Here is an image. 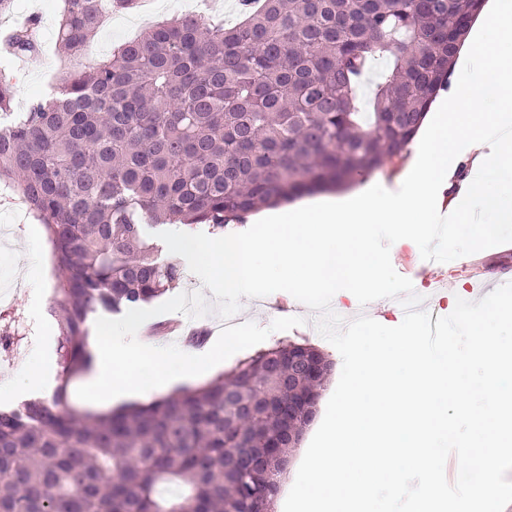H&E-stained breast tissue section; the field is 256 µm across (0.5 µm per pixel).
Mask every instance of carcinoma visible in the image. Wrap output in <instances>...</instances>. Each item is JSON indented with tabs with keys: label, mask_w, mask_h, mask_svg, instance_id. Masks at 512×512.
Instances as JSON below:
<instances>
[{
	"label": "carcinoma",
	"mask_w": 512,
	"mask_h": 512,
	"mask_svg": "<svg viewBox=\"0 0 512 512\" xmlns=\"http://www.w3.org/2000/svg\"><path fill=\"white\" fill-rule=\"evenodd\" d=\"M483 2L263 0L231 28L195 15L157 23L86 66L104 4L138 0H64L59 49L78 67L18 118L0 78V182L48 234L59 365L51 396L0 411V512H227L258 507V488L275 496L288 431L274 410L247 408L323 390L322 371L288 386V356H328L281 344L200 387L82 412L69 388L92 364L88 320L182 280L147 226L222 232L404 160ZM36 51L16 30L12 54ZM384 57L365 104L353 78Z\"/></svg>",
	"instance_id": "1"
}]
</instances>
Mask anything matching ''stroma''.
Listing matches in <instances>:
<instances>
[{
	"mask_svg": "<svg viewBox=\"0 0 512 512\" xmlns=\"http://www.w3.org/2000/svg\"><path fill=\"white\" fill-rule=\"evenodd\" d=\"M63 0H17L16 12L0 18V37L13 27L27 20H35V38L38 53L10 58L0 55V73L8 76L14 86L12 109L26 111L31 96L43 91L48 85L70 72L74 62L58 49V21ZM144 30L136 11H116L107 16L99 30L86 64L111 55L115 47L135 38ZM15 225L13 239L0 245V288L11 287L12 293L6 304H0V316L18 315L16 323L0 327V341L7 343L11 358H0V410H8L33 396L47 397L51 388L38 386L30 379L31 373L56 375L58 366L55 352V321L48 313L54 296L57 272L47 232L31 215H24L0 203V225ZM391 262L397 272L412 270L416 275L415 287H425L437 277L448 280L446 291L440 292L434 301L438 315L451 313L453 306L448 300L449 290H457L459 297L468 298L474 283L470 276L469 257H461L448 263L423 260L418 247L406 242L391 249ZM241 321H252L266 326L273 319L299 316L304 325L286 331L272 333L264 342L272 347L288 340L313 345L334 362L341 364L338 351L317 332L314 315L304 304L294 301L285 292H276L262 298H242L238 313ZM217 314L191 319L180 313H166L148 319L143 325L144 335L153 337L162 345L174 344L186 347L196 330L202 329L206 337L198 344V351H208L216 336L211 329L219 323Z\"/></svg>",
	"mask_w": 512,
	"mask_h": 512,
	"instance_id": "stroma-1",
	"label": "stroma"
}]
</instances>
